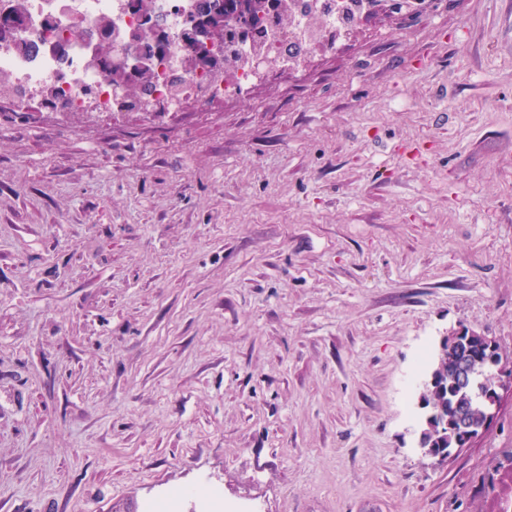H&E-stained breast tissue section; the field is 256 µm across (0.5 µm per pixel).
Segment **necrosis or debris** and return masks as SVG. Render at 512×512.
Here are the masks:
<instances>
[{"label": "necrosis or debris", "mask_w": 512, "mask_h": 512, "mask_svg": "<svg viewBox=\"0 0 512 512\" xmlns=\"http://www.w3.org/2000/svg\"><path fill=\"white\" fill-rule=\"evenodd\" d=\"M127 0H27V12L35 27L23 28V39L41 43V51L22 53L0 49V82L36 92L54 87L71 112H121L122 91L100 72L86 68L85 43L99 18H110L114 27L131 35L140 21L126 7ZM154 11L163 20L171 41L170 52L160 61L153 92L168 100V110L184 102L216 100L245 94L268 67L295 68L305 63L312 47L329 49L357 25L371 7L370 0H302L288 26L278 23V7L268 12L265 38L239 37L234 50L239 57L223 81H211L205 71L185 75L180 97L169 98L167 71L178 68L187 47L179 36L191 10V0H153ZM68 38L65 55L46 51L56 35Z\"/></svg>", "instance_id": "necrosis-or-debris-1"}]
</instances>
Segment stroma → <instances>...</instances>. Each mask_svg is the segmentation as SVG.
I'll use <instances>...</instances> for the list:
<instances>
[{
    "instance_id": "obj_1",
    "label": "stroma",
    "mask_w": 512,
    "mask_h": 512,
    "mask_svg": "<svg viewBox=\"0 0 512 512\" xmlns=\"http://www.w3.org/2000/svg\"><path fill=\"white\" fill-rule=\"evenodd\" d=\"M512 364V0H435L242 97L0 103V512H474L512 392L444 464L406 378Z\"/></svg>"
}]
</instances>
